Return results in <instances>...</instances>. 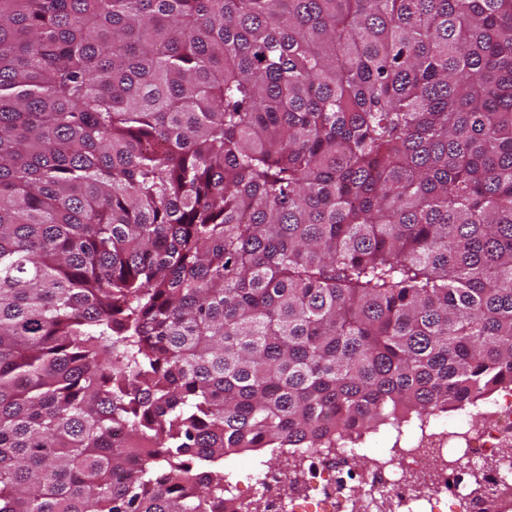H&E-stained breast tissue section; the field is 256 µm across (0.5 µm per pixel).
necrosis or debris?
I'll return each instance as SVG.
<instances>
[{
    "mask_svg": "<svg viewBox=\"0 0 512 512\" xmlns=\"http://www.w3.org/2000/svg\"><path fill=\"white\" fill-rule=\"evenodd\" d=\"M464 416L424 421L381 450H311L238 475L224 512H512V387ZM366 459L364 469L353 467Z\"/></svg>",
    "mask_w": 512,
    "mask_h": 512,
    "instance_id": "1",
    "label": "necrosis or debris"
}]
</instances>
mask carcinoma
Wrapping results in <instances>:
<instances>
[{"label": "carcinoma", "instance_id": "carcinoma-1", "mask_svg": "<svg viewBox=\"0 0 512 512\" xmlns=\"http://www.w3.org/2000/svg\"><path fill=\"white\" fill-rule=\"evenodd\" d=\"M511 384L512 0H0V512Z\"/></svg>", "mask_w": 512, "mask_h": 512}]
</instances>
